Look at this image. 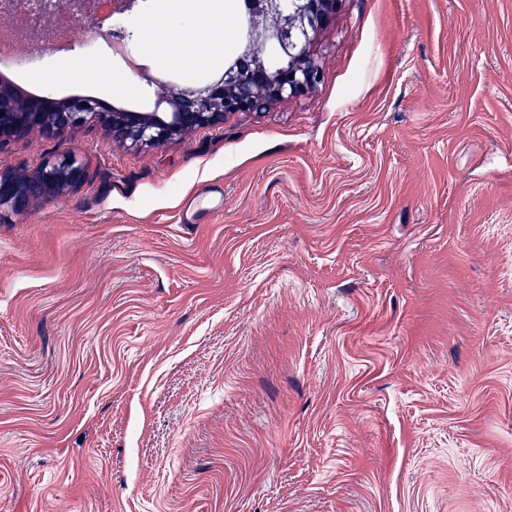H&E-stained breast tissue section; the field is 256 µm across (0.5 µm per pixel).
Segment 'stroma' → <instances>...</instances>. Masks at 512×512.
<instances>
[{
    "mask_svg": "<svg viewBox=\"0 0 512 512\" xmlns=\"http://www.w3.org/2000/svg\"><path fill=\"white\" fill-rule=\"evenodd\" d=\"M166 6L127 19L151 79L83 22L0 78L158 110L241 27L165 64ZM311 51L305 95L160 146H0L89 172L0 217V512H512V0H341Z\"/></svg>",
    "mask_w": 512,
    "mask_h": 512,
    "instance_id": "obj_1",
    "label": "stroma"
}]
</instances>
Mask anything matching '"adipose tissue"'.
<instances>
[{
    "label": "adipose tissue",
    "instance_id": "1",
    "mask_svg": "<svg viewBox=\"0 0 512 512\" xmlns=\"http://www.w3.org/2000/svg\"><path fill=\"white\" fill-rule=\"evenodd\" d=\"M224 25L223 9L205 8L197 10L193 16H185L182 7H175L164 22V29L155 40L167 60L181 66L200 68L208 66L212 60L208 44L190 42L185 34L195 26L220 28Z\"/></svg>",
    "mask_w": 512,
    "mask_h": 512
}]
</instances>
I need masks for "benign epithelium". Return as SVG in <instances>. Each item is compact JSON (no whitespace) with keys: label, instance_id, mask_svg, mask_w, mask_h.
Instances as JSON below:
<instances>
[{"label":"benign epithelium","instance_id":"obj_1","mask_svg":"<svg viewBox=\"0 0 512 512\" xmlns=\"http://www.w3.org/2000/svg\"><path fill=\"white\" fill-rule=\"evenodd\" d=\"M340 0H240L243 31L239 52L224 61L221 77L203 87L169 91L168 112L116 109L91 96L61 101L50 94L25 100L0 85V146L36 130L56 139L69 130L102 124L117 136L160 145L183 132L216 125L229 112H251L308 92L320 69L310 44L336 11ZM66 9H61L60 4ZM44 9L33 33L41 36L59 12L109 27L126 41V20L138 0H113V12H101L100 0H64ZM88 178L82 157L58 152L32 174L0 173V212H17L37 199L56 198L79 189Z\"/></svg>","mask_w":512,"mask_h":512}]
</instances>
